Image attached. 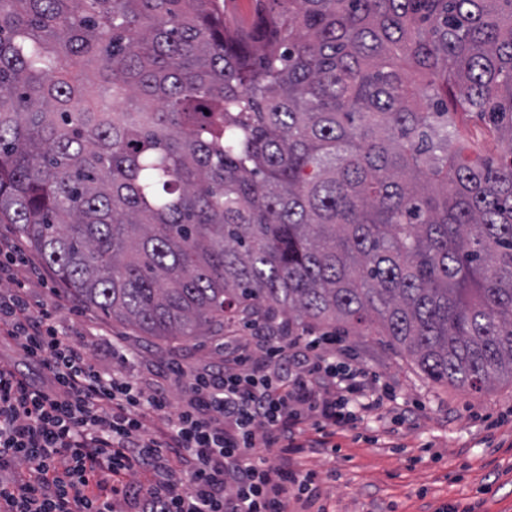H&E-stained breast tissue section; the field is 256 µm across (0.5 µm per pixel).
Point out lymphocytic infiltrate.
I'll use <instances>...</instances> for the list:
<instances>
[{"instance_id":"obj_1","label":"lymphocytic infiltrate","mask_w":512,"mask_h":512,"mask_svg":"<svg viewBox=\"0 0 512 512\" xmlns=\"http://www.w3.org/2000/svg\"><path fill=\"white\" fill-rule=\"evenodd\" d=\"M2 339L45 380L0 364V512H310L319 485L294 462L303 421L315 419L323 446L348 405L381 403L326 353L334 337L307 340L272 320H256L248 345L221 361L173 365L187 380L176 407L165 386L98 371L58 314L35 308L25 280L0 289ZM137 470L150 481L126 482Z\"/></svg>"}]
</instances>
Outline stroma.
<instances>
[{
    "mask_svg": "<svg viewBox=\"0 0 512 512\" xmlns=\"http://www.w3.org/2000/svg\"><path fill=\"white\" fill-rule=\"evenodd\" d=\"M0 238L17 241L32 269V300L60 310L98 370H120L113 345L136 346L132 374L146 384L165 381L172 404L185 395L172 364H204L219 357L220 342L249 339V326L235 323L188 343H150L66 293L53 269L19 240L15 225L0 224ZM302 328L336 336L337 361L394 393L391 403L337 431L334 449L300 455L301 469L320 480L319 503L327 512H443L448 506L456 512H512V384L497 382L475 394L440 386L375 332L313 321Z\"/></svg>",
    "mask_w": 512,
    "mask_h": 512,
    "instance_id": "obj_1",
    "label": "stroma"
}]
</instances>
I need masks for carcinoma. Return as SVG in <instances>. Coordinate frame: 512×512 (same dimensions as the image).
Listing matches in <instances>:
<instances>
[{"mask_svg": "<svg viewBox=\"0 0 512 512\" xmlns=\"http://www.w3.org/2000/svg\"><path fill=\"white\" fill-rule=\"evenodd\" d=\"M0 0V223L190 341L257 305L512 383V0ZM460 121L465 131L471 137L475 138V132L483 134V139L478 140L485 145L486 153H488L490 156L499 158L501 155L509 151V143L507 141H499L495 136L490 135L489 131L486 129L485 124L478 117L471 115L461 116Z\"/></svg>", "mask_w": 512, "mask_h": 512, "instance_id": "obj_1", "label": "carcinoma"}]
</instances>
